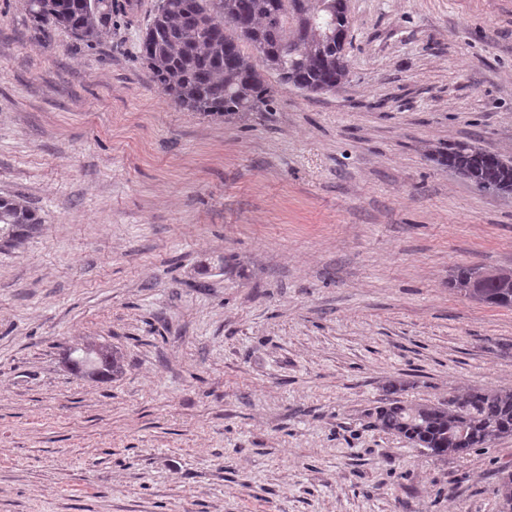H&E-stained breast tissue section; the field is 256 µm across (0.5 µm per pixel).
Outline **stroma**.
Returning <instances> with one entry per match:
<instances>
[{
  "label": "stroma",
  "instance_id": "35a3bbf8",
  "mask_svg": "<svg viewBox=\"0 0 512 512\" xmlns=\"http://www.w3.org/2000/svg\"><path fill=\"white\" fill-rule=\"evenodd\" d=\"M100 42L0 0V512H503L512 437L438 459L368 415L512 389V308L460 266L512 268V196L429 155L512 157V0H346L349 75L265 110L191 112L114 0ZM122 351L74 375L86 339ZM38 224H42L38 210L20 199L0 197V239L5 244H16ZM481 267H458L451 279L449 287L460 295L475 300L479 303L490 304L499 307H512V277H499L488 279L485 288H482V296L475 298L473 288H481L479 284L471 288L474 281L483 277L487 272ZM75 353L78 354L73 356ZM86 354L90 356V361L85 358ZM68 361L71 371L81 377L114 379L124 371L122 353L114 347L97 343L95 340L86 341L74 347V350L69 353Z\"/></svg>",
  "mask_w": 512,
  "mask_h": 512
}]
</instances>
